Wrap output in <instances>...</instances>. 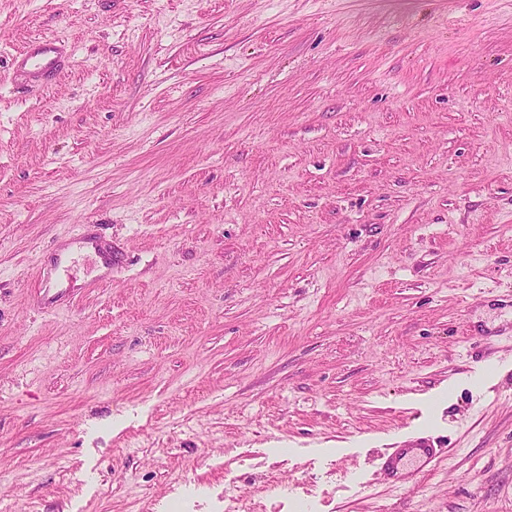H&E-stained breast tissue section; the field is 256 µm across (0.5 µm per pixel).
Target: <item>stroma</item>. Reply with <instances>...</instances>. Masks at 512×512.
<instances>
[{
    "instance_id": "35a3bbf8",
    "label": "stroma",
    "mask_w": 512,
    "mask_h": 512,
    "mask_svg": "<svg viewBox=\"0 0 512 512\" xmlns=\"http://www.w3.org/2000/svg\"><path fill=\"white\" fill-rule=\"evenodd\" d=\"M233 496L512 512V0H0V512ZM67 49L53 38L31 41L13 56L18 88L35 93L49 84L62 70ZM440 460L441 456L436 448H429L421 443L411 444L405 448H396L382 463V470L388 479L400 482L412 475L422 477L427 467L431 464L435 466ZM409 465L414 467L412 471L400 472Z\"/></svg>"
}]
</instances>
